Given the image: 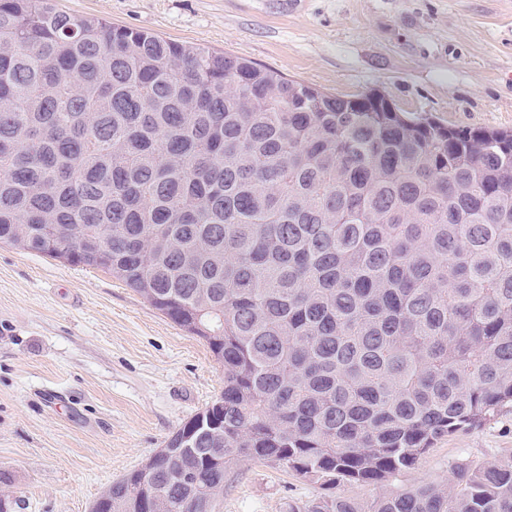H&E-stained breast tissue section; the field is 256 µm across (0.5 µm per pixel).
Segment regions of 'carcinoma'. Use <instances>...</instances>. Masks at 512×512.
<instances>
[{
    "instance_id": "carcinoma-1",
    "label": "carcinoma",
    "mask_w": 512,
    "mask_h": 512,
    "mask_svg": "<svg viewBox=\"0 0 512 512\" xmlns=\"http://www.w3.org/2000/svg\"><path fill=\"white\" fill-rule=\"evenodd\" d=\"M0 242L108 270L224 367L97 512H214L241 459L382 483L512 404V131L0 0ZM453 475L289 512H512V457Z\"/></svg>"
}]
</instances>
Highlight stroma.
I'll list each match as a JSON object with an SVG mask.
<instances>
[{
    "label": "stroma",
    "instance_id": "35a3bbf8",
    "mask_svg": "<svg viewBox=\"0 0 512 512\" xmlns=\"http://www.w3.org/2000/svg\"><path fill=\"white\" fill-rule=\"evenodd\" d=\"M60 10L200 45L411 118L512 130V0H56ZM224 388L206 342L110 272L0 243V472L14 512H90ZM512 456V405L378 485L328 489L262 461L224 476L215 512L371 505L452 468Z\"/></svg>",
    "mask_w": 512,
    "mask_h": 512
}]
</instances>
